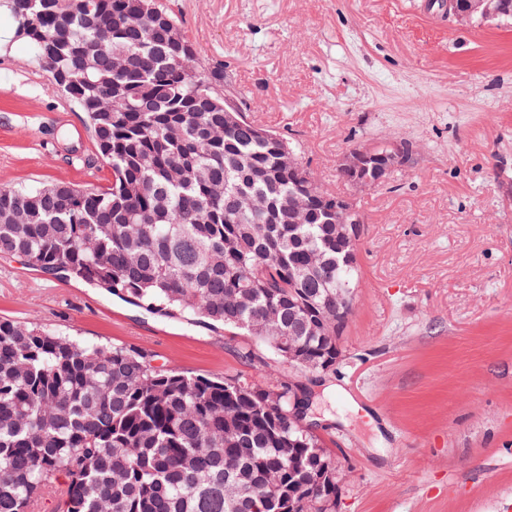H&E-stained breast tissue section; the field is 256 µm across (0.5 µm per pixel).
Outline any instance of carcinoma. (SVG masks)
<instances>
[{
    "label": "carcinoma",
    "mask_w": 512,
    "mask_h": 512,
    "mask_svg": "<svg viewBox=\"0 0 512 512\" xmlns=\"http://www.w3.org/2000/svg\"><path fill=\"white\" fill-rule=\"evenodd\" d=\"M3 0L16 36L85 114L112 184L0 189V254L131 298L165 317L205 319L336 369L312 328L359 287L360 238L288 173L296 145L224 126V65L179 51L154 0ZM105 94L103 107L95 98ZM287 384L158 368L143 352L0 320V512H27L57 472L61 512H262L325 499L306 476L330 453L288 416Z\"/></svg>",
    "instance_id": "cac0c4a2"
}]
</instances>
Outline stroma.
<instances>
[{"mask_svg": "<svg viewBox=\"0 0 512 512\" xmlns=\"http://www.w3.org/2000/svg\"><path fill=\"white\" fill-rule=\"evenodd\" d=\"M164 2L249 117L303 143L324 188L351 192L337 169L352 148H417L354 194L362 274L335 371L3 255L0 319L300 386L342 472L338 512H512V24L432 16L421 0ZM49 85L24 41L0 44V188L108 186L83 112Z\"/></svg>", "mask_w": 512, "mask_h": 512, "instance_id": "stroma-1", "label": "stroma"}]
</instances>
